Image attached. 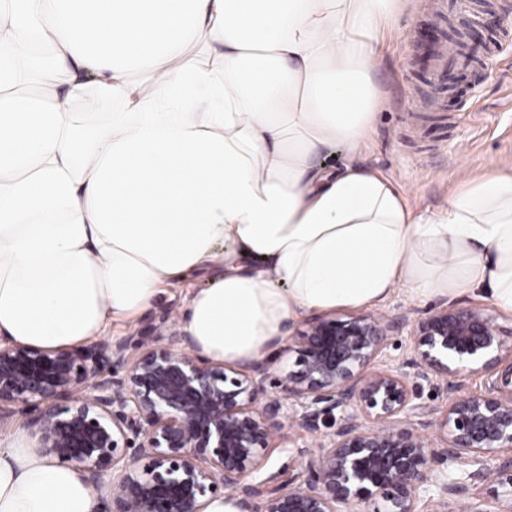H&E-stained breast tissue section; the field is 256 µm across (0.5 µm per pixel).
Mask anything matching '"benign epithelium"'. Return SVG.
Segmentation results:
<instances>
[{
	"label": "benign epithelium",
	"instance_id": "benign-epithelium-1",
	"mask_svg": "<svg viewBox=\"0 0 512 512\" xmlns=\"http://www.w3.org/2000/svg\"><path fill=\"white\" fill-rule=\"evenodd\" d=\"M406 325L401 316L309 319L288 345L299 370L276 392L266 362L230 379L185 333L153 325L135 339L56 350L0 341V420L33 409L45 454L81 469L111 512H202L218 491L247 507L261 498L260 512H363L376 496L387 512H414L422 497L443 504L472 484L512 512V364L500 367L512 326L485 309L439 307L412 328L400 367L374 368ZM474 372L491 376L480 391L465 387ZM426 387L448 399L437 452L420 432L433 414ZM330 421L338 426L307 480L268 492L274 476L253 479L288 429Z\"/></svg>",
	"mask_w": 512,
	"mask_h": 512
}]
</instances>
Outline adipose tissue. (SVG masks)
Here are the masks:
<instances>
[{
  "label": "adipose tissue",
  "instance_id": "1",
  "mask_svg": "<svg viewBox=\"0 0 512 512\" xmlns=\"http://www.w3.org/2000/svg\"><path fill=\"white\" fill-rule=\"evenodd\" d=\"M404 3L0 0V337L84 345L199 272L216 282L181 326L227 365L401 285L512 311L511 173L418 214L358 160ZM200 38L212 62L188 55ZM98 506L23 432L0 443V512Z\"/></svg>",
  "mask_w": 512,
  "mask_h": 512
}]
</instances>
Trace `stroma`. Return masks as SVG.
<instances>
[{
    "instance_id": "obj_1",
    "label": "stroma",
    "mask_w": 512,
    "mask_h": 512,
    "mask_svg": "<svg viewBox=\"0 0 512 512\" xmlns=\"http://www.w3.org/2000/svg\"><path fill=\"white\" fill-rule=\"evenodd\" d=\"M436 26L440 43L484 44L473 62L476 80L435 87L419 62L425 25ZM376 74L383 109L362 157L400 187L412 209L438 210L459 184L497 168L512 170V0H407ZM209 274L188 276L166 288L132 320L112 323L111 338L131 336L147 320L180 326L194 289L208 286ZM292 447L267 454L277 484L304 475L306 462L295 447L319 454L320 434L292 429Z\"/></svg>"
}]
</instances>
